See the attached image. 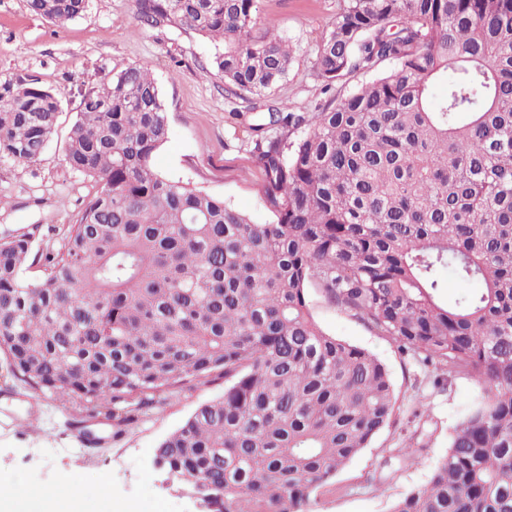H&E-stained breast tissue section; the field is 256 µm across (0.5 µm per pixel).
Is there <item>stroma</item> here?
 <instances>
[{
  "label": "stroma",
  "instance_id": "1",
  "mask_svg": "<svg viewBox=\"0 0 512 512\" xmlns=\"http://www.w3.org/2000/svg\"><path fill=\"white\" fill-rule=\"evenodd\" d=\"M260 6L263 21L294 48L286 80L267 101L293 112L313 111L326 97L312 62L337 0H260ZM213 53L210 42L195 34L138 25L132 0H90L86 14L62 28L31 14L25 0H0V79L38 83L56 92L62 104L57 132L40 162L0 161V234L32 224L70 223L81 202L95 193L93 182L66 165L65 142L83 94L133 64L150 69L167 109L170 136L154 155L155 168L223 196L256 223L269 222L263 172L240 119L251 104L228 96L222 81L201 78L200 67ZM308 294L310 313L322 330L369 350L387 366L404 407L396 424L338 472L333 486L315 494L313 510L387 512L393 500L425 481L481 388L467 376L450 380L441 370L401 356L390 339L373 335L316 289ZM223 391L220 381L186 391L115 441L108 427L95 426L104 440L100 446L78 437L69 405L43 396L39 429L27 431L29 396L0 391V487L61 489L84 499L89 512H110L116 503L135 505L138 512H198L194 499L167 485L155 465V449L198 405ZM417 403L427 409L428 425L412 422L409 409ZM413 434L424 450L406 464L398 450Z\"/></svg>",
  "mask_w": 512,
  "mask_h": 512
}]
</instances>
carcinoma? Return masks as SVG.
<instances>
[{"label":"carcinoma","mask_w":512,"mask_h":512,"mask_svg":"<svg viewBox=\"0 0 512 512\" xmlns=\"http://www.w3.org/2000/svg\"><path fill=\"white\" fill-rule=\"evenodd\" d=\"M259 0H134L144 27L216 42L206 79L263 97L294 56ZM62 27L89 0H26ZM392 68L313 112L248 125L273 219L159 173L168 117L132 65L86 93L64 161L92 180L58 249L0 237L7 375L116 439L199 383L224 381L157 445L202 512H313V494L391 422L387 367L325 333L316 286L397 349L482 389L427 481L388 512H512V0H340L313 66ZM443 86L437 96L434 88ZM62 112L0 80V160L31 165ZM40 268L27 275L30 265ZM448 267L466 285L452 302Z\"/></svg>","instance_id":"1"}]
</instances>
